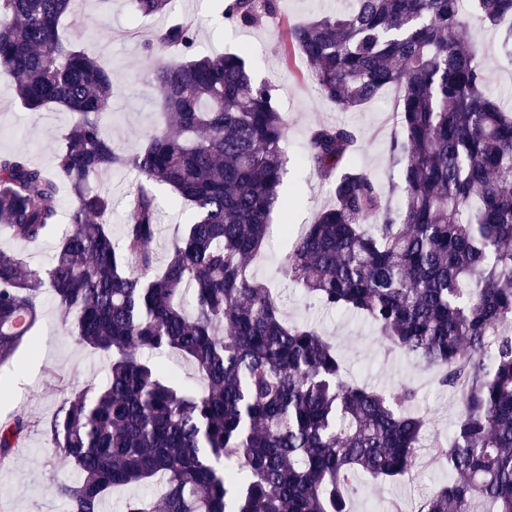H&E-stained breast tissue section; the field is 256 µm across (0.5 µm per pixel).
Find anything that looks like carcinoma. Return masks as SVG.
<instances>
[{"label": "carcinoma", "instance_id": "carcinoma-1", "mask_svg": "<svg viewBox=\"0 0 512 512\" xmlns=\"http://www.w3.org/2000/svg\"><path fill=\"white\" fill-rule=\"evenodd\" d=\"M74 0H0V75L20 106L58 107L74 121L52 169L0 152V224L25 244L55 238L45 267L0 249V367L37 325L45 295L74 340L108 360L103 384L67 393L44 429L79 477L52 494L66 512H349L359 477L393 479L416 464L424 416L415 392L345 383L334 347L287 321L248 274L269 234L285 172L288 124L273 86L244 53L190 54L176 21L145 44L170 123L133 154L106 135L111 69L81 48ZM143 16L173 0H133ZM290 24L286 49L305 59L319 95L342 109L398 92L387 188L355 164V130L311 128L304 164L330 186L332 207L293 241L283 270L329 310L357 312L380 342L439 371L458 391L450 442L432 456L451 478L420 512H512V112L488 92L461 0H349ZM496 28L512 0H472ZM275 0H224L222 16L255 26ZM114 169L136 175L114 239ZM188 211L162 269L156 188ZM71 201L61 211L59 188ZM70 229L58 231L59 221ZM175 352L199 386L141 356ZM38 423L0 420V469Z\"/></svg>", "mask_w": 512, "mask_h": 512}]
</instances>
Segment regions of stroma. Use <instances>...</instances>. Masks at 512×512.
<instances>
[{"mask_svg": "<svg viewBox=\"0 0 512 512\" xmlns=\"http://www.w3.org/2000/svg\"><path fill=\"white\" fill-rule=\"evenodd\" d=\"M348 5V0H278L275 17L241 27L222 17L218 0H175L173 17L195 21L197 54L247 48L246 60L253 77L273 85L288 121L284 143L288 163L279 204L271 216L264 250L250 267L252 276L271 288L286 319L311 321L333 342L345 381L389 393L404 387L413 389V407L427 419L423 446L412 472L395 480L361 477L351 496V512H390L395 503L402 512H419L423 501L448 482L447 464L431 460L428 446L436 439L449 441L460 411L458 393L440 387L435 370L418 368L402 353L381 347L376 328L363 316L321 308L280 270L290 246L280 229L282 222H289L293 231H301L330 202L328 184L301 163L312 126L352 127L361 144L357 165L384 185L396 174L389 157L395 91L384 90L361 108L342 112L319 96L300 57L284 58L287 23H301ZM75 9L86 29V50L112 70V107L105 115L112 142L123 152L133 153L159 120L161 92L151 82L152 61L145 44L173 17L137 15L131 0H75ZM459 36L477 44L492 96L512 106V62L499 53L498 31L471 18ZM70 120V114L58 109H22L10 80L0 77L1 152H25L36 164L51 168ZM14 360V365L0 367L1 417L22 410L40 422H49L57 412L63 389L89 380L100 383L107 376L104 359L75 342L60 310L49 299L43 303L32 336L19 347ZM48 367L57 374L51 386L45 382ZM73 476L72 468L49 450L42 431L34 430L16 448L13 464L0 469V512H64L51 489Z\"/></svg>", "mask_w": 512, "mask_h": 512, "instance_id": "stroma-1", "label": "stroma"}]
</instances>
